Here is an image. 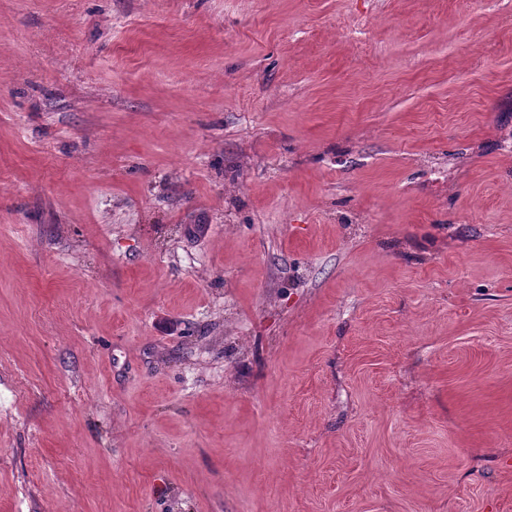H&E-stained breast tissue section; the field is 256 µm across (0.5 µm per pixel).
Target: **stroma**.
<instances>
[{
    "instance_id": "35a3bbf8",
    "label": "stroma",
    "mask_w": 512,
    "mask_h": 512,
    "mask_svg": "<svg viewBox=\"0 0 512 512\" xmlns=\"http://www.w3.org/2000/svg\"><path fill=\"white\" fill-rule=\"evenodd\" d=\"M0 512H512V0H0Z\"/></svg>"
}]
</instances>
